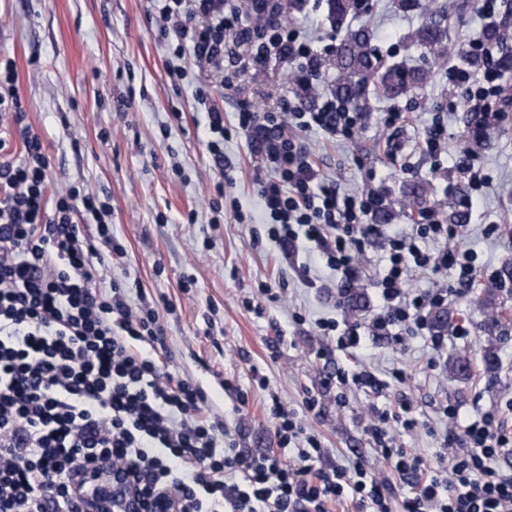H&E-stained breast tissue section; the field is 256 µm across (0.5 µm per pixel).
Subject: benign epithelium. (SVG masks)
Returning <instances> with one entry per match:
<instances>
[{
  "mask_svg": "<svg viewBox=\"0 0 512 512\" xmlns=\"http://www.w3.org/2000/svg\"><path fill=\"white\" fill-rule=\"evenodd\" d=\"M72 485L80 512H143L131 477L110 461L78 471Z\"/></svg>",
  "mask_w": 512,
  "mask_h": 512,
  "instance_id": "7a95c632",
  "label": "benign epithelium"
}]
</instances>
